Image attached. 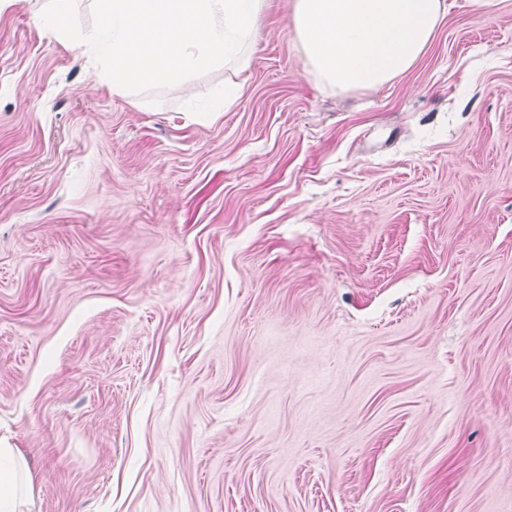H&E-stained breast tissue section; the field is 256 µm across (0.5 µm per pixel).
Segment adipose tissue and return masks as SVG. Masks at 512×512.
<instances>
[{
	"label": "adipose tissue",
	"mask_w": 512,
	"mask_h": 512,
	"mask_svg": "<svg viewBox=\"0 0 512 512\" xmlns=\"http://www.w3.org/2000/svg\"><path fill=\"white\" fill-rule=\"evenodd\" d=\"M448 11L447 0H293L306 67L341 91L375 89L410 69ZM32 479L0 448V512H30Z\"/></svg>",
	"instance_id": "adipose-tissue-1"
}]
</instances>
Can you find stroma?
I'll return each instance as SVG.
<instances>
[{"label": "stroma", "mask_w": 512, "mask_h": 512, "mask_svg": "<svg viewBox=\"0 0 512 512\" xmlns=\"http://www.w3.org/2000/svg\"><path fill=\"white\" fill-rule=\"evenodd\" d=\"M46 3L0 0V445L33 512H512V0H448L344 93L291 0L245 73L144 94Z\"/></svg>", "instance_id": "stroma-1"}]
</instances>
